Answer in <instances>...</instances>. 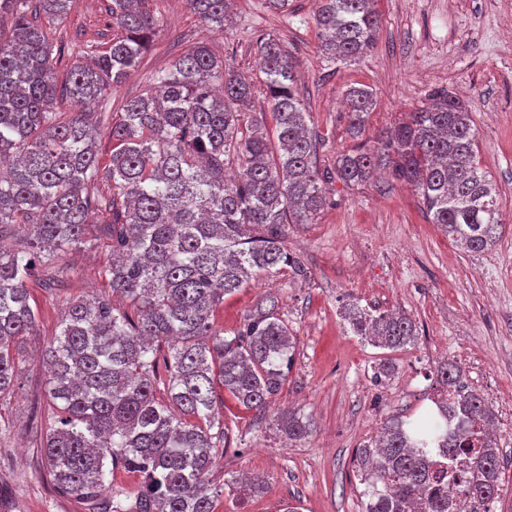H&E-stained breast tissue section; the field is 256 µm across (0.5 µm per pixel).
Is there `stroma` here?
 Segmentation results:
<instances>
[{
	"mask_svg": "<svg viewBox=\"0 0 512 512\" xmlns=\"http://www.w3.org/2000/svg\"><path fill=\"white\" fill-rule=\"evenodd\" d=\"M160 30L142 66L112 93L113 103L144 89L150 73L188 48L206 44L256 85L246 124L273 128L265 86L255 67L256 41L280 39L296 61L307 123L317 135L318 165L332 166L352 149L342 97L348 86H366L375 109L367 137L426 106L447 88L465 101L474 122L480 165L496 183L501 236L492 251L464 252L427 217L414 188L382 176L352 188L325 182L326 205L311 224L290 227L288 252L307 268V279L284 267L225 297L215 327L239 329L261 301L271 299L295 341L291 370L266 413L240 406L220 393L215 410L226 438L208 475L217 488L214 512H362L364 486L355 474L357 448L384 423L420 414L433 392L432 372L447 359L492 408L500 456V492L489 512H512V0H377L380 35L375 49L343 66L319 50L315 0H292L289 12L266 11L261 0H235L223 31L203 26L184 0H150ZM51 35L73 47L111 41L106 0H74ZM106 247L70 251L60 288L29 285L38 325L22 347V370L12 392L0 398V501L9 512H84L56 494L38 449L52 424L41 350L57 330L70 299L106 289ZM397 310L418 327L416 345L391 352L353 336L341 317L346 304ZM395 371L379 382L375 367ZM312 417V436L288 443L276 428L284 410ZM262 477V493L240 492L241 474Z\"/></svg>",
	"mask_w": 512,
	"mask_h": 512,
	"instance_id": "obj_1",
	"label": "stroma"
}]
</instances>
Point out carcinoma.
Returning a JSON list of instances; mask_svg holds the SVG:
<instances>
[{"mask_svg": "<svg viewBox=\"0 0 512 512\" xmlns=\"http://www.w3.org/2000/svg\"><path fill=\"white\" fill-rule=\"evenodd\" d=\"M119 33L101 48H64L31 20V7L62 20L72 0H0L12 18L0 41V395L11 390L23 338L37 326L28 284L44 286L64 273L63 257L95 248L91 227L105 225L112 261L103 270L112 295L67 303L60 330L42 361L55 427L40 458L54 491L86 512H214L208 474L224 442L214 416L217 388L243 408L264 412L292 364L294 340L274 305L257 309L227 338L214 328L217 307L249 283L282 266L307 277L284 247L285 226L311 224L325 205L332 176L362 185L378 171L418 191L431 223L468 253L492 249L501 226L498 192L479 162L477 136L465 103L447 89L408 119L381 132L373 145L336 156L320 171L316 138L306 121L288 51L275 37L257 41L273 134L243 128L251 77L205 45L193 46L151 73L145 92L123 101L101 128L83 111L106 102L141 66L160 27L148 0H107ZM232 0H186L202 23L232 22ZM376 0H316L320 50L331 62L363 58L377 44ZM81 60L63 84L64 54ZM75 109L62 119L59 108ZM347 127L363 136L373 91L349 87ZM112 141L101 164L100 140ZM112 185V195L99 185ZM24 224L17 239L4 226ZM344 321L375 347L415 344L414 321L402 312L348 304ZM168 399L155 396L159 363ZM440 395L414 420L392 419L356 449L366 484L364 512H448L461 496L478 512L499 490L497 443L488 436L492 412L466 388L449 361L435 366ZM281 434L301 441L313 421L300 411L278 418ZM463 455L472 477L448 478L437 458ZM118 470L140 478L130 495L112 487Z\"/></svg>", "mask_w": 512, "mask_h": 512, "instance_id": "cac0c4a2", "label": "carcinoma"}]
</instances>
